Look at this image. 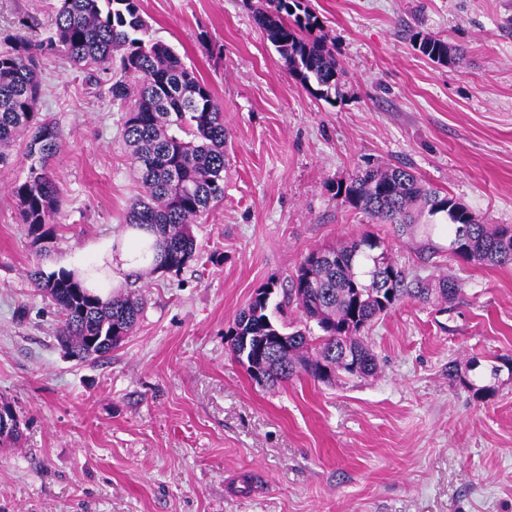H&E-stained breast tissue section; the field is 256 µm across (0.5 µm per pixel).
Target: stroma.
<instances>
[{"instance_id":"1","label":"stroma","mask_w":512,"mask_h":512,"mask_svg":"<svg viewBox=\"0 0 512 512\" xmlns=\"http://www.w3.org/2000/svg\"><path fill=\"white\" fill-rule=\"evenodd\" d=\"M336 57L339 93L316 98L253 15L263 0H142L153 38L210 85L228 133L224 199L177 273L127 279L133 334L105 358H68L58 317L27 276L95 260L118 239L137 186L119 106L65 60H42L39 110L61 144L53 238L35 253L12 193L29 161L0 165V403L23 429L0 447V512H512V266L438 251L441 237L374 224L337 184L365 162L405 161L481 220L512 225V0H305ZM58 0H0V51L23 19L44 37ZM465 50L440 65L414 48ZM410 276L460 282L452 305L406 299L364 333L379 369L334 383L253 381L226 332L255 291L284 302L311 252L362 232ZM500 366L491 376V366ZM489 386L475 399L450 384Z\"/></svg>"}]
</instances>
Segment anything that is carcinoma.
<instances>
[{
    "instance_id": "cac0c4a2",
    "label": "carcinoma",
    "mask_w": 512,
    "mask_h": 512,
    "mask_svg": "<svg viewBox=\"0 0 512 512\" xmlns=\"http://www.w3.org/2000/svg\"><path fill=\"white\" fill-rule=\"evenodd\" d=\"M141 0H59L52 28L34 40L33 25L20 21L9 49L0 53V164L7 162L15 140L27 139L30 160L26 179L12 187L20 217L32 243H48L50 216L58 209L60 190L50 162L57 154V122L37 110L42 94L40 61L55 55L91 78L113 71L107 79L112 103L124 110L122 139L140 193L124 216V224L158 234L153 245L142 244L147 258L157 251L145 276L179 272L196 254L194 226L213 204L224 199L226 160L224 113L211 87L166 43L150 36ZM270 8L254 22L275 47L288 70L315 97L328 101L339 94L336 58L325 41L307 38L311 17L295 15L299 0H268ZM418 50L438 63L462 61L464 52L427 36ZM342 203L375 224H396L411 231L424 217H444L441 230L456 241L459 225L468 235L452 256L468 263L512 265V226L487 224L454 198L441 195L405 164L368 165L336 188ZM361 233L339 248L310 253L291 278L288 301L296 302L311 329L291 332L273 321L269 302L252 297L227 331L231 351L240 337L261 342L286 334L288 347H266L260 375L253 380L274 386L303 372L318 382H330V367L353 376H371L377 360L360 335L376 319L405 298L445 303L456 299L457 281L448 276L431 284L408 280L392 260L375 270L372 242ZM34 287L49 299L59 317L58 341L80 360L96 361L112 352L106 337L128 336L142 312V301L130 291L107 296L86 288L70 271L29 270Z\"/></svg>"
}]
</instances>
